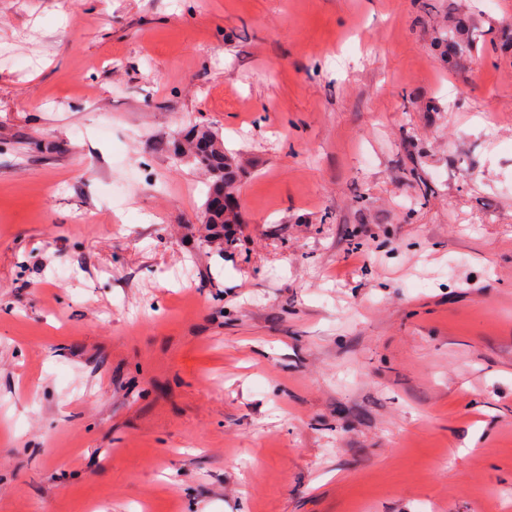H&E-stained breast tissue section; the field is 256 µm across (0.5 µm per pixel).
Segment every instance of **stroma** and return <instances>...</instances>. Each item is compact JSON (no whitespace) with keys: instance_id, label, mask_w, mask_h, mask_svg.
Segmentation results:
<instances>
[{"instance_id":"stroma-1","label":"stroma","mask_w":512,"mask_h":512,"mask_svg":"<svg viewBox=\"0 0 512 512\" xmlns=\"http://www.w3.org/2000/svg\"><path fill=\"white\" fill-rule=\"evenodd\" d=\"M505 33L0 0V512H512ZM194 128L245 172L220 240Z\"/></svg>"}]
</instances>
